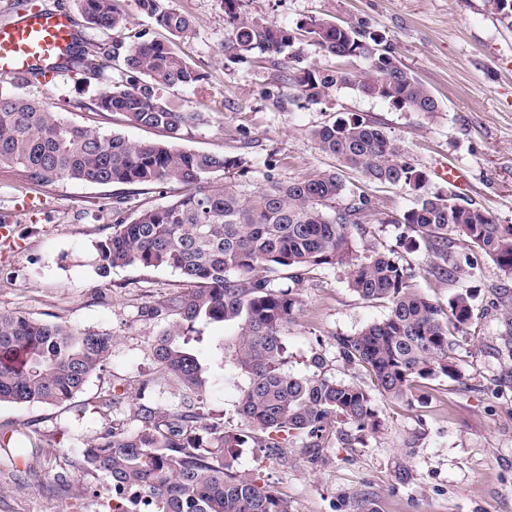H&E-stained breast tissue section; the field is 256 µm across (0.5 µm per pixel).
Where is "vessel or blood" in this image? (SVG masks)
<instances>
[{"instance_id":"b4317fda","label":"vessel or blood","mask_w":512,"mask_h":512,"mask_svg":"<svg viewBox=\"0 0 512 512\" xmlns=\"http://www.w3.org/2000/svg\"><path fill=\"white\" fill-rule=\"evenodd\" d=\"M75 37L66 12L23 13L0 25V73L25 78L33 66L49 67L66 54Z\"/></svg>"}]
</instances>
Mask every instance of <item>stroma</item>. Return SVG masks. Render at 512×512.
Listing matches in <instances>:
<instances>
[{"instance_id":"35a3bbf8","label":"stroma","mask_w":512,"mask_h":512,"mask_svg":"<svg viewBox=\"0 0 512 512\" xmlns=\"http://www.w3.org/2000/svg\"><path fill=\"white\" fill-rule=\"evenodd\" d=\"M195 22L196 35L180 53L204 78L169 90L182 108L202 113L182 148L224 155L247 154L246 177L259 186L268 161L281 178L293 179L335 166L319 151L313 129L341 112H359L380 122L405 157L429 176L428 190L448 189L434 174L438 164L461 169L467 178L460 196L512 224V26L501 23L486 0H241L242 14L292 26L313 17L363 19L392 44L409 73L437 96L433 114L402 112L387 101L351 88L331 92L328 105L274 107L266 97L271 70L233 64L222 52L229 26L222 0H171ZM124 77L120 67L86 78L79 72L48 73L45 81L23 83L0 74V87L51 105L72 122L119 132L131 140H156L159 132L134 127L118 114L94 109L98 94ZM376 203L364 217V236L354 237L358 252L397 247L406 229L401 215L416 204L413 191L372 186ZM125 200L126 215L146 206L168 204L162 190L139 193L133 187H99L59 182L46 188L26 184L10 168H0V220L16 224L20 248L0 249V312L32 320L60 322L112 337V351L101 369L69 404L0 403V434L18 429L40 440L38 452L23 448L15 467L29 466L25 480L0 465V512H109L105 474L78 464V451L110 430L135 432L138 397L154 407L176 411L180 397L158 371L151 346L166 326L149 307L179 290L178 272L127 266L99 277L96 246L112 233V199ZM417 282L439 306L450 297L474 293V319L453 351L460 381L436 380L427 405L378 400L382 426L365 444L349 448L330 442L321 459L311 460L301 441L290 442L280 459L260 448H243L238 469L257 473L286 497L291 512H512V356L500 352V338L511 327L501 306L512 304V275L488 257L459 247L448 250L449 265L462 275L444 281L429 275L426 244L408 253ZM299 308L288 329L289 372L311 373L310 360L323 355L327 374L369 386L364 371L346 366L336 339L353 336L382 320L385 307L362 300L340 269L322 270L299 290ZM230 325L205 328V361L216 380L210 406L224 416V427L241 425L238 394L218 382L217 346L233 337ZM122 394L102 407L109 392ZM418 435L413 450L407 439Z\"/></svg>"}]
</instances>
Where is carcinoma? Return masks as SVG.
Wrapping results in <instances>:
<instances>
[{
	"label": "carcinoma",
	"mask_w": 512,
	"mask_h": 512,
	"mask_svg": "<svg viewBox=\"0 0 512 512\" xmlns=\"http://www.w3.org/2000/svg\"><path fill=\"white\" fill-rule=\"evenodd\" d=\"M87 22L118 32L127 19L114 0H79ZM139 9L168 34L166 40L112 42L106 50L76 42L53 71L92 77L112 62L126 78L105 88L94 106L121 114L134 126L158 129L164 141H133L103 134L60 117L51 107L0 90V167L21 173L37 187L58 181L170 190L174 199L133 217L123 201H112V235L96 248L94 265L106 277L117 267L171 268L185 288L164 307L170 320L155 340L153 359L178 391L181 409L166 413L138 403L134 434L96 437L82 450L80 465L109 478V512H290L288 500L256 475L237 469L236 449L251 444L278 459L281 438L301 439L319 454L333 429L346 446L379 432L376 397L425 403L421 384L457 381L452 351L473 317L471 293L436 305L415 282V274L394 250L361 255L353 235L374 209L363 191L336 206L346 191L342 170L360 172L370 183L401 186L417 195L400 223L425 239L436 258L430 274L451 281L460 273L443 260L459 244L491 258L512 274V226L506 228L483 207L453 191L426 190V173L412 164L377 122L345 113L311 132L317 148L338 163L283 180L267 163L254 190L244 178L252 167L244 156H224L179 146L202 121L198 112L177 108L163 91L190 87L202 75L176 49L196 35L192 19L169 0H136ZM240 0H224L230 27L224 58L244 63L257 55L277 72L281 88L269 91L275 105H321L330 91L351 87L398 110L432 114L440 103L412 77L386 36L363 21L340 23L311 18L290 28L243 15ZM307 41L336 58L366 64L358 77L340 68L303 64L296 45ZM327 268L344 271L349 288L362 299L387 306V316L354 336L336 337L344 362L368 374L372 388L327 376L326 361L313 359L308 376L285 368L286 328L298 309V288ZM232 323L235 337L222 341L224 362L233 371L224 382L237 388L242 428L224 430V418L207 409L212 377L200 360L203 327ZM112 337L61 323L38 322L20 313H0V402L61 406L72 401L100 369Z\"/></svg>",
	"instance_id": "obj_1"
}]
</instances>
